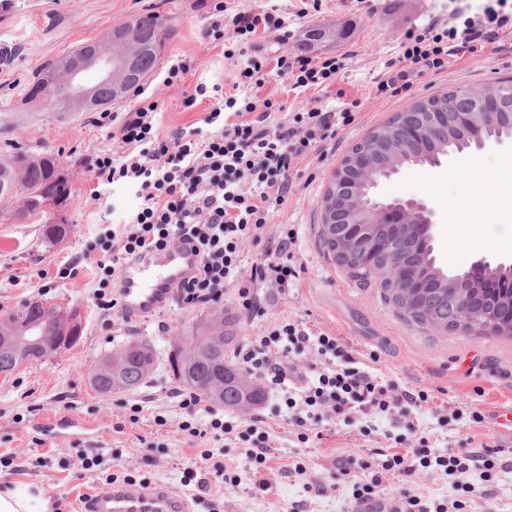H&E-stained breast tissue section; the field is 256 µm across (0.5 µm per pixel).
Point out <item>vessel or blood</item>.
I'll return each mask as SVG.
<instances>
[{"mask_svg": "<svg viewBox=\"0 0 512 512\" xmlns=\"http://www.w3.org/2000/svg\"><path fill=\"white\" fill-rule=\"evenodd\" d=\"M197 257L189 246H171L124 264L120 277L121 310L132 321L148 318L166 307L178 283L193 271ZM80 512H193L188 499L165 488L135 484L113 486L105 496H86ZM347 512H405V501L386 493L352 500Z\"/></svg>", "mask_w": 512, "mask_h": 512, "instance_id": "1", "label": "vessel or blood"}]
</instances>
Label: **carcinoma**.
Masks as SVG:
<instances>
[{
	"label": "carcinoma",
	"instance_id": "cac0c4a2",
	"mask_svg": "<svg viewBox=\"0 0 512 512\" xmlns=\"http://www.w3.org/2000/svg\"><path fill=\"white\" fill-rule=\"evenodd\" d=\"M137 27L143 46L141 69L149 75L158 62V43L163 39V27L156 15L144 13L131 18ZM475 106L464 90L451 89L446 93L427 100V111L438 113V127L441 136L429 142L422 150L397 148L390 160L397 167L405 165H429L451 153L466 148L467 134L461 130L458 113L472 112ZM485 133L495 138L512 134V127L491 116L482 117ZM383 178L375 172L370 181H358L340 186L332 185L325 192L323 200L334 196L347 201L357 197L372 195L374 182ZM20 181L21 190H11L14 181ZM71 194L69 180L59 172L58 158L49 153L35 155L17 143L0 153V204L10 209V213L34 215L39 213L41 203L52 200L56 204L66 201ZM374 239L392 241L397 244L398 254L411 278L420 287L412 292L393 285L391 270L393 258L381 254L372 263V270L364 276H374L403 316L421 326L434 331H461L473 334L504 335L512 338V331L503 333L491 329L483 323L481 313L490 308L512 309V290L496 287L499 277L507 269L494 268L480 281L448 284L450 275L436 266L433 256L423 258L417 251L414 228L411 224H393L381 219L372 226ZM323 244L333 254L337 264L350 272L358 267L356 253L348 256L338 254L336 243L322 237ZM470 297L481 305L480 310L470 313L462 322L455 321L452 308L456 299ZM65 308L57 304L46 305L40 300H29L15 312L0 318V334L6 335L13 328L24 331L25 341L19 345L0 348V374L13 373L20 360L40 361L34 356L38 351L37 341L41 337L60 335L61 327L43 320V316L57 317ZM186 353L178 365L167 360L169 372L186 389L208 401L229 407H248L264 398L263 390L250 374L238 367L234 375L224 376L226 350L236 337L224 329V307L210 311L208 317L177 337ZM156 354L153 347L137 336L130 337L118 350L104 354L96 363L99 373L95 380L88 381L90 388L99 395L109 396L114 392L127 391L141 385L153 370Z\"/></svg>",
	"mask_w": 512,
	"mask_h": 512
}]
</instances>
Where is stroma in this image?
I'll use <instances>...</instances> for the list:
<instances>
[{
	"instance_id": "1",
	"label": "stroma",
	"mask_w": 512,
	"mask_h": 512,
	"mask_svg": "<svg viewBox=\"0 0 512 512\" xmlns=\"http://www.w3.org/2000/svg\"><path fill=\"white\" fill-rule=\"evenodd\" d=\"M229 13L255 4L276 6L288 18L291 38L262 36L260 55L275 58L286 53L311 57L340 56L345 67L336 89L320 94L296 92L276 75H269L256 97L285 102L288 111L310 107L313 98L337 106V89L355 103L357 124L340 131L321 157L303 162L296 187L276 223L293 225L294 254L301 266L296 288L288 295L267 298L264 316L240 314L234 288L224 291V311L233 320L238 345H246L273 321L295 318L314 329L338 336L371 372L400 388L424 389L429 405L410 418L419 433L429 435L439 452L457 449L468 440L473 446H502L503 459H512V438L501 433L494 410L512 408V340L471 336L457 331L434 333L407 324L392 302L386 301L378 280L350 279L322 243L320 203L329 179L351 147L374 127L413 102L451 88H479L499 77H512V29L500 32L494 47L478 56L454 57L447 71L414 78L400 98L380 99L374 81L396 59L406 32L418 31L433 20L447 19L449 11L469 14L472 0H322V9L298 18V0H224ZM152 12L169 36L158 69L170 58H193L195 68L182 88L167 87L157 75L145 81L161 105L159 121L165 131L199 127L207 104L184 110L185 93L196 84H218L231 90L236 60L226 58L221 46L205 39L208 24L204 0H13L0 11V41L10 53L0 60V149L20 141L36 154L52 152L70 179L71 196L48 213L28 219L0 216V314L27 300L45 298L82 310L83 333L72 348L46 362L28 363L10 377L0 376V482L40 485L49 497L66 495L77 503L89 494L108 489L96 476L79 470V453L102 451L103 473L128 467L148 485H163L185 496L194 512H347L353 482L371 478V465L382 457L406 454L413 439L405 424L387 417H360L352 425L334 419L319 424L321 440L298 447L287 423L272 414L275 395L262 404L241 410L242 418L266 421L272 447L259 473L245 472V448L236 442L188 441L177 430L181 417L174 396L178 388L167 368V354L175 336L205 318L206 307H188L172 300L151 319L134 323L121 314L102 315L92 303L96 283L95 261L113 229L126 224L139 199L133 188L97 181L90 167L114 142L107 129L96 125L94 113L78 112L59 119L56 113L25 103L26 83L41 65L103 38L131 17ZM512 139L488 142L483 149L452 153L440 166H405L381 180L374 190L383 200L419 198L433 213V255L438 267L450 274L467 271L487 259L491 265H512ZM65 218L76 231L62 243L41 241L43 224ZM83 264L75 278L58 272L73 258ZM148 340L157 355L153 372L140 387L103 397L87 384L85 370L128 337ZM143 407L138 423L126 420L124 405ZM472 406L484 415L478 425L453 420L457 407ZM168 420L166 428L155 416ZM211 450L227 472L240 475L234 487L185 483L184 471L202 450ZM357 461L343 474L340 462ZM318 492L308 491V484ZM425 501L452 500L451 480L438 472L427 479L396 471L382 474L380 493L403 491Z\"/></svg>"
}]
</instances>
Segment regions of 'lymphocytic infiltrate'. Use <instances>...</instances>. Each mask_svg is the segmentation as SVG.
I'll return each instance as SVG.
<instances>
[{
	"instance_id": "obj_1",
	"label": "lymphocytic infiltrate",
	"mask_w": 512,
	"mask_h": 512,
	"mask_svg": "<svg viewBox=\"0 0 512 512\" xmlns=\"http://www.w3.org/2000/svg\"><path fill=\"white\" fill-rule=\"evenodd\" d=\"M224 0H211L212 20L207 39L224 43L225 56L238 58L236 93L222 86L196 84L184 98L185 108L199 100L210 106L199 127L167 134L161 128L160 102L145 90L135 94L136 105L125 117L110 110L99 112V126L111 128L118 152L96 157L98 179L107 183L135 185L140 205L127 227L113 233L112 243L97 260V285L93 302L102 313L120 304L117 269L139 255L161 251L174 243L192 246L198 257L194 273L177 287L182 304L197 306L224 296L225 287L237 290L238 305L259 314L264 302L258 287L287 293L299 277L292 247L295 232L282 225L275 252L251 268L242 264L244 245L262 247L274 213L288 201L291 176L313 155L322 153L338 132L355 123L349 108L322 105L309 108L301 117L284 118V103L253 96L267 75V60L255 50L256 38L265 34L287 36L286 18L262 7L225 17ZM512 28V12L487 7L463 23H429L420 33H408L393 65L394 75L377 79L374 94L398 97L422 72L447 70L452 56L482 51L500 31ZM277 72L291 89L323 90L336 83L344 64L339 57L314 59L303 54L278 57ZM313 353L320 367L313 378L294 382L292 359L302 351ZM240 365L261 378L268 391L280 394L288 423L297 442L313 441L312 421L320 415H336L351 423L353 413L388 416L409 414L430 400L428 391L404 390L382 380L356 359L340 338L315 330L302 321L284 319L269 325L254 344L237 352ZM182 420L179 432L191 439H241L249 442L246 458L254 467L266 462L271 446L263 420L240 419L208 406L193 392L178 395ZM462 479L460 497L429 507L420 498H405L406 512H474L483 491L492 486L507 464L492 450L468 449L441 454L432 451L427 436H419L410 455H393L382 468L406 475H427L431 467ZM476 469L479 484L466 482L465 474Z\"/></svg>"
}]
</instances>
